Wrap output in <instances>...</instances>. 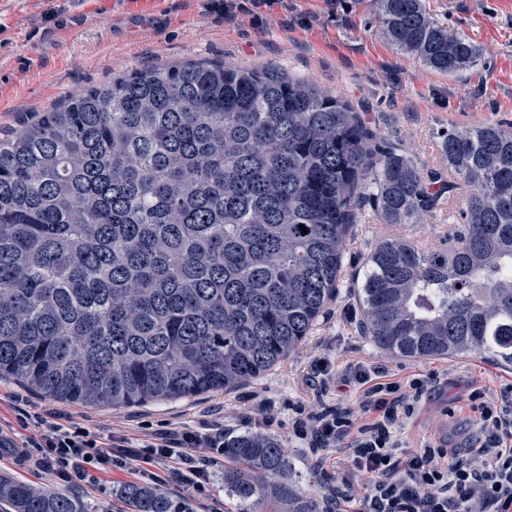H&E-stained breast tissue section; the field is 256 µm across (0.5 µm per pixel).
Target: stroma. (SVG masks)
Listing matches in <instances>:
<instances>
[{
  "label": "stroma",
  "instance_id": "stroma-1",
  "mask_svg": "<svg viewBox=\"0 0 512 512\" xmlns=\"http://www.w3.org/2000/svg\"><path fill=\"white\" fill-rule=\"evenodd\" d=\"M449 31L480 50L478 65L455 75L434 71L387 43L375 0H275L253 12L224 13L216 0H0V133L18 129L69 94L113 77L163 63L216 61L239 66L270 63L347 99L393 145L426 169H444L441 135L453 126L512 125V0H424ZM463 192L419 224H385L373 210L355 228L344 263L345 287L327 314L287 359L243 387L133 408L77 407L116 432L143 437L169 420L192 419L210 407L245 410L253 393L265 392L282 421L270 429L292 453V470L315 499L335 486L331 460L301 446L287 424L289 401L306 396L302 371L320 352L335 365L374 359L396 378L436 373L424 410L406 429L415 441L436 433L455 447L476 434L463 410L472 386L512 382L503 370L472 352L456 358L392 356L362 336V313L350 282L364 269L372 245L407 237L424 250L441 248L459 220ZM139 477L113 469L100 484L70 488L87 512H130L118 489Z\"/></svg>",
  "mask_w": 512,
  "mask_h": 512
}]
</instances>
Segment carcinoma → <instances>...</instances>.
<instances>
[{
    "label": "carcinoma",
    "mask_w": 512,
    "mask_h": 512,
    "mask_svg": "<svg viewBox=\"0 0 512 512\" xmlns=\"http://www.w3.org/2000/svg\"><path fill=\"white\" fill-rule=\"evenodd\" d=\"M381 33L428 67L480 60L423 0H377ZM448 175L340 96L276 68L188 61L90 86L0 139V377L125 408L232 390L283 361L342 287L369 201L418 224L465 192L448 247L388 237L356 289L362 331L397 357L481 351L512 367V131L442 135ZM307 232H302L299 226ZM275 438L224 439L239 512H319ZM132 512H188L148 486ZM6 512H86L0 478Z\"/></svg>",
    "instance_id": "obj_1"
}]
</instances>
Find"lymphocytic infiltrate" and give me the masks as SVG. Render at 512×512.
Returning <instances> with one entry per match:
<instances>
[{
  "label": "lymphocytic infiltrate",
  "instance_id": "lymphocytic-infiltrate-1",
  "mask_svg": "<svg viewBox=\"0 0 512 512\" xmlns=\"http://www.w3.org/2000/svg\"><path fill=\"white\" fill-rule=\"evenodd\" d=\"M367 360L334 367L312 357L305 379L308 399L292 403L294 436L312 451L342 446L345 465L325 512H512V384L473 388L469 418L477 437L468 457L436 437L416 445L402 438L427 398L433 374L392 381ZM361 390L363 417L344 400L326 403L330 387ZM224 415L204 412L133 441L109 427H92L76 414L21 411L17 426L0 425V447L69 485L92 481L119 466L145 483L177 485L185 500L207 499V512H224L209 497L213 472L224 465Z\"/></svg>",
  "mask_w": 512,
  "mask_h": 512
}]
</instances>
